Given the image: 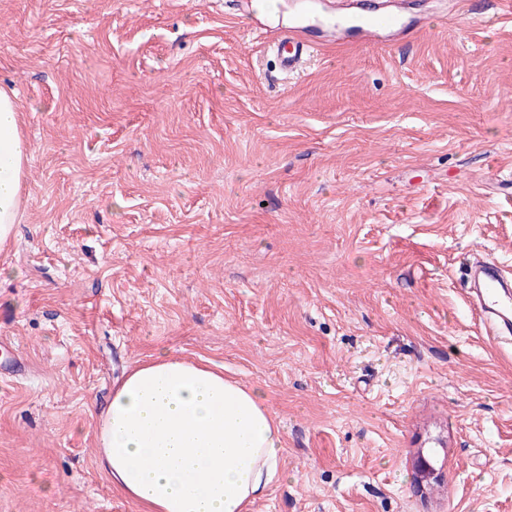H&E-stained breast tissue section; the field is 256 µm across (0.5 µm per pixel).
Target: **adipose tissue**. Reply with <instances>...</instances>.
Segmentation results:
<instances>
[{
  "mask_svg": "<svg viewBox=\"0 0 512 512\" xmlns=\"http://www.w3.org/2000/svg\"><path fill=\"white\" fill-rule=\"evenodd\" d=\"M31 146L0 91V243L12 235ZM100 465L141 512H249L281 473L283 433L260 391L158 354L118 385Z\"/></svg>",
  "mask_w": 512,
  "mask_h": 512,
  "instance_id": "obj_1",
  "label": "adipose tissue"
}]
</instances>
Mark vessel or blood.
Instances as JSON below:
<instances>
[{
    "mask_svg": "<svg viewBox=\"0 0 512 512\" xmlns=\"http://www.w3.org/2000/svg\"><path fill=\"white\" fill-rule=\"evenodd\" d=\"M308 0L289 8L287 25L277 26L270 46L280 71L300 72L317 46L312 36L336 45L355 44L384 49L420 29L409 0ZM466 284L472 311L486 336L512 344V271L497 260L479 257L466 265Z\"/></svg>",
    "mask_w": 512,
    "mask_h": 512,
    "instance_id": "obj_1",
    "label": "vessel or blood"
}]
</instances>
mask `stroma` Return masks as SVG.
Returning a JSON list of instances; mask_svg holds the SVG:
<instances>
[{
    "label": "stroma",
    "instance_id": "obj_1",
    "mask_svg": "<svg viewBox=\"0 0 512 512\" xmlns=\"http://www.w3.org/2000/svg\"><path fill=\"white\" fill-rule=\"evenodd\" d=\"M246 2L0 0L32 148L0 246V512H139L99 428L161 350L280 422L251 512H512V348L461 265L512 267V13L414 0L413 37L285 79Z\"/></svg>",
    "mask_w": 512,
    "mask_h": 512
}]
</instances>
